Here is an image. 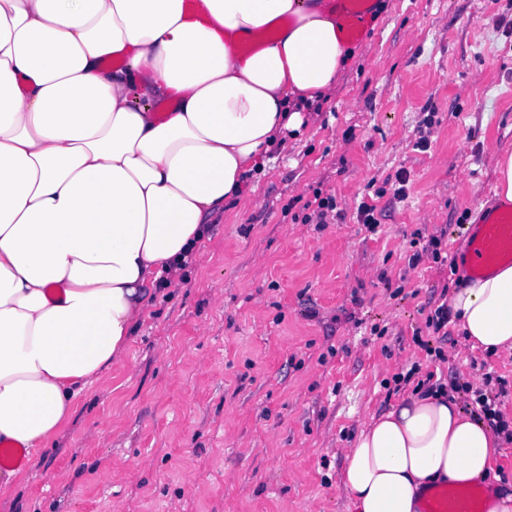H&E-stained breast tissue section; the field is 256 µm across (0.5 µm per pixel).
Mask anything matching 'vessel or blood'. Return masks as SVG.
I'll return each mask as SVG.
<instances>
[{
    "label": "vessel or blood",
    "instance_id": "1",
    "mask_svg": "<svg viewBox=\"0 0 512 512\" xmlns=\"http://www.w3.org/2000/svg\"><path fill=\"white\" fill-rule=\"evenodd\" d=\"M470 257L466 273L478 275L501 262H512V207L489 211L481 224L467 232ZM424 512H481L479 491L469 488L460 491L433 493Z\"/></svg>",
    "mask_w": 512,
    "mask_h": 512
}]
</instances>
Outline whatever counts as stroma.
Masks as SVG:
<instances>
[{
    "label": "stroma",
    "instance_id": "obj_1",
    "mask_svg": "<svg viewBox=\"0 0 512 512\" xmlns=\"http://www.w3.org/2000/svg\"><path fill=\"white\" fill-rule=\"evenodd\" d=\"M349 54L332 99L211 220L204 261L153 290L123 359L0 512H351L347 448L431 372L467 413L473 390L497 396L509 429L494 468L512 485V357L470 349L453 326L433 334L428 315L467 277L407 264L416 234L459 260L464 225L496 202L512 0H373ZM318 191L343 219L305 221ZM370 198L374 234L356 221Z\"/></svg>",
    "mask_w": 512,
    "mask_h": 512
}]
</instances>
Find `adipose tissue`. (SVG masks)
<instances>
[{
	"label": "adipose tissue",
	"instance_id": "obj_1",
	"mask_svg": "<svg viewBox=\"0 0 512 512\" xmlns=\"http://www.w3.org/2000/svg\"><path fill=\"white\" fill-rule=\"evenodd\" d=\"M349 19L317 0H0V445L37 457L120 361L147 289L203 260L300 107L330 99ZM164 113H157V106ZM471 349L512 356V265L453 289ZM496 441L445 394L361 429L355 512H423L483 483Z\"/></svg>",
	"mask_w": 512,
	"mask_h": 512
}]
</instances>
